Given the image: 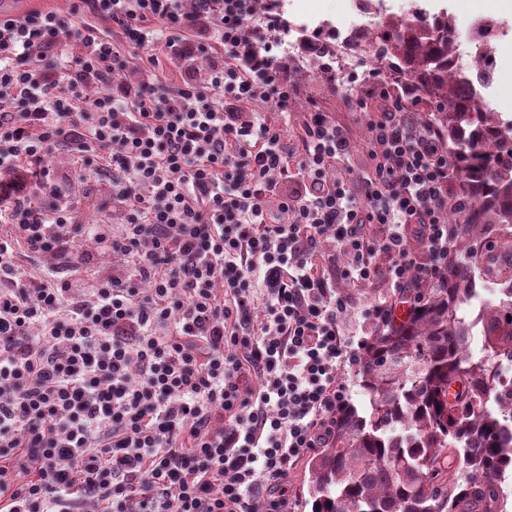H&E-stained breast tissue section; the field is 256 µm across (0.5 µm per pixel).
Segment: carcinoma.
Segmentation results:
<instances>
[{
	"instance_id": "obj_1",
	"label": "carcinoma",
	"mask_w": 512,
	"mask_h": 512,
	"mask_svg": "<svg viewBox=\"0 0 512 512\" xmlns=\"http://www.w3.org/2000/svg\"><path fill=\"white\" fill-rule=\"evenodd\" d=\"M364 30L376 58L423 91L463 177L460 231L445 279L369 337L358 360L364 403H347L308 462L311 512H507L512 389L494 361L512 359V275L479 244L512 252V119L471 95L452 65L451 19L390 16ZM498 288L493 301L479 296ZM476 336L480 352L467 349Z\"/></svg>"
}]
</instances>
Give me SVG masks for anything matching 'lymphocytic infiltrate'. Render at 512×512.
I'll list each match as a JSON object with an SVG mask.
<instances>
[{
	"label": "lymphocytic infiltrate",
	"mask_w": 512,
	"mask_h": 512,
	"mask_svg": "<svg viewBox=\"0 0 512 512\" xmlns=\"http://www.w3.org/2000/svg\"><path fill=\"white\" fill-rule=\"evenodd\" d=\"M289 28L277 0L0 18V512H285L356 335L440 282L445 136L380 69L362 141L312 106L285 132ZM58 150L111 175L120 224L77 222ZM82 236L122 269L79 276ZM366 287L383 300L355 330Z\"/></svg>",
	"instance_id": "lymphocytic-infiltrate-1"
}]
</instances>
